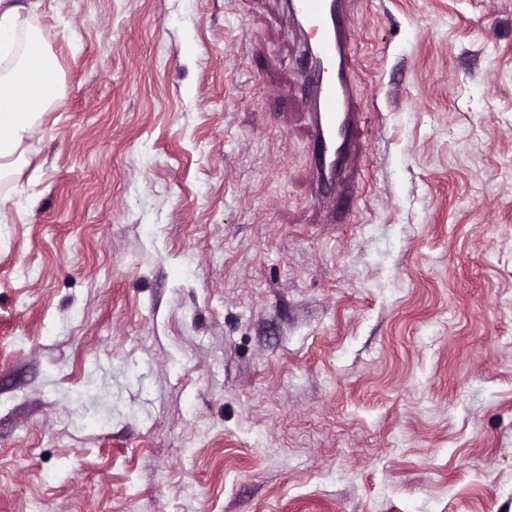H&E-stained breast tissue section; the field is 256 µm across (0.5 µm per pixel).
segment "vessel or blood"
Segmentation results:
<instances>
[{"label":"vessel or blood","instance_id":"1","mask_svg":"<svg viewBox=\"0 0 512 512\" xmlns=\"http://www.w3.org/2000/svg\"><path fill=\"white\" fill-rule=\"evenodd\" d=\"M355 0H288L292 22L315 38L316 62L323 71L319 101L310 116L313 173L318 204L329 221H337L336 198L353 175L363 133L352 80Z\"/></svg>","mask_w":512,"mask_h":512}]
</instances>
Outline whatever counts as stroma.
<instances>
[{"label":"stroma","instance_id":"35a3bbf8","mask_svg":"<svg viewBox=\"0 0 512 512\" xmlns=\"http://www.w3.org/2000/svg\"><path fill=\"white\" fill-rule=\"evenodd\" d=\"M0 173V512H512V0H357L325 223L281 0H42Z\"/></svg>","mask_w":512,"mask_h":512}]
</instances>
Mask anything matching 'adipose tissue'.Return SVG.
Instances as JSON below:
<instances>
[{"label": "adipose tissue", "instance_id": "1", "mask_svg": "<svg viewBox=\"0 0 512 512\" xmlns=\"http://www.w3.org/2000/svg\"><path fill=\"white\" fill-rule=\"evenodd\" d=\"M35 0H0V168L40 128L36 117L60 87L55 57L33 29Z\"/></svg>", "mask_w": 512, "mask_h": 512}]
</instances>
